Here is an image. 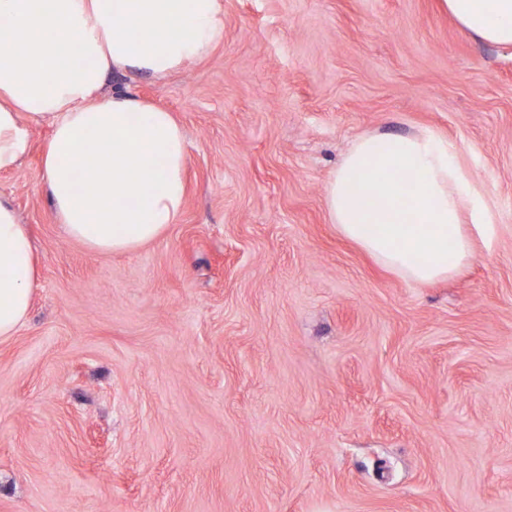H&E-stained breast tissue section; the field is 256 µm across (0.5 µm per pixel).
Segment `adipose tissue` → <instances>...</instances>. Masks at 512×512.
I'll use <instances>...</instances> for the list:
<instances>
[{
  "label": "adipose tissue",
  "mask_w": 512,
  "mask_h": 512,
  "mask_svg": "<svg viewBox=\"0 0 512 512\" xmlns=\"http://www.w3.org/2000/svg\"><path fill=\"white\" fill-rule=\"evenodd\" d=\"M468 33L512 46V0H443ZM0 171L18 166L27 121L42 150L54 220L97 253L156 241L184 204L188 141L174 115L129 92L103 98L109 71L167 77L224 40L223 0H0ZM338 232L409 284L474 257L462 224L491 238L475 181L434 131L357 136L326 186ZM39 286L29 236L0 197V340L27 319Z\"/></svg>",
  "instance_id": "ef3b65f1"
}]
</instances>
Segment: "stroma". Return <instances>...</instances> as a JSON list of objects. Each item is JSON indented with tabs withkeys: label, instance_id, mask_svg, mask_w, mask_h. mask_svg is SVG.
<instances>
[{
	"label": "stroma",
	"instance_id": "stroma-1",
	"mask_svg": "<svg viewBox=\"0 0 512 512\" xmlns=\"http://www.w3.org/2000/svg\"><path fill=\"white\" fill-rule=\"evenodd\" d=\"M189 142L178 223L93 253L51 214L29 127L0 172L33 239L0 341V512H512V48L440 0H224V40L113 71ZM443 136L491 241L427 286L330 224L365 132Z\"/></svg>",
	"mask_w": 512,
	"mask_h": 512
}]
</instances>
